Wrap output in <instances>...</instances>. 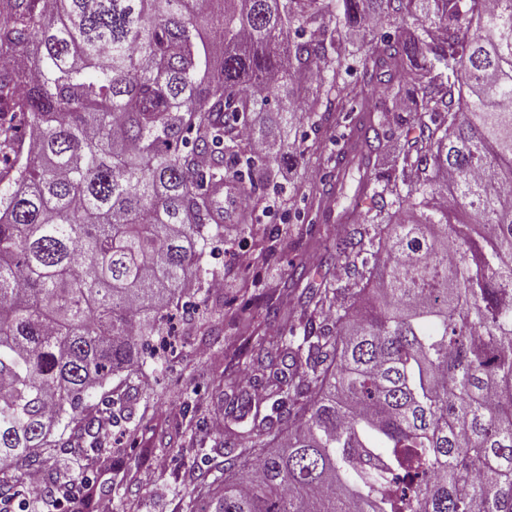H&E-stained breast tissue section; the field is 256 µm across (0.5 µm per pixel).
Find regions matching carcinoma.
<instances>
[{"instance_id": "cac0c4a2", "label": "carcinoma", "mask_w": 512, "mask_h": 512, "mask_svg": "<svg viewBox=\"0 0 512 512\" xmlns=\"http://www.w3.org/2000/svg\"><path fill=\"white\" fill-rule=\"evenodd\" d=\"M373 16L396 32L360 88L414 111L364 128L387 167L334 240L347 283L236 356L265 391L228 402L188 512H512V0H0V487L79 478L51 459L101 450L209 274L212 187L289 159L255 114H316L312 63L332 91Z\"/></svg>"}]
</instances>
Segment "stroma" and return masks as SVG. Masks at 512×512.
I'll return each instance as SVG.
<instances>
[{"mask_svg": "<svg viewBox=\"0 0 512 512\" xmlns=\"http://www.w3.org/2000/svg\"><path fill=\"white\" fill-rule=\"evenodd\" d=\"M333 106L334 118L304 121L286 135L291 158L276 169L277 190L233 180L236 218L225 223L223 238L213 242L206 257L224 288L187 297L195 310L190 338L175 352L147 360L131 417L104 431L105 467L84 472L92 483L91 504L108 499L116 512L129 502L138 512H183L175 490L185 486L190 465L207 469L217 463V454L203 457L197 450L212 445V424L223 418L225 401L256 386L252 380L220 383L212 367L236 376L233 354L247 349L250 336L264 334L268 325L287 330L301 310V288L317 287L325 277L344 280L343 265L329 258L323 243L329 231L362 218L342 213L327 190L350 132L364 118L391 109L392 102L366 92L334 98ZM299 264L306 265L307 277L300 289L284 291L291 268ZM270 302L279 306L272 322L264 316ZM209 332L214 340H206ZM160 457L167 461L161 471L155 467Z\"/></svg>", "mask_w": 512, "mask_h": 512, "instance_id": "35a3bbf8", "label": "stroma"}]
</instances>
